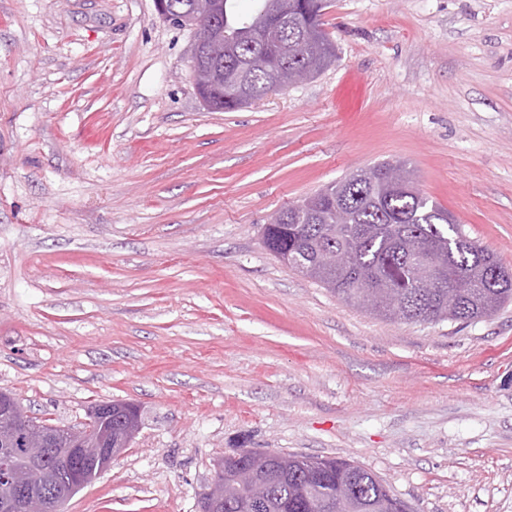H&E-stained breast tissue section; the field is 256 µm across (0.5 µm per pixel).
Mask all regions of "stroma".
<instances>
[{
    "mask_svg": "<svg viewBox=\"0 0 512 512\" xmlns=\"http://www.w3.org/2000/svg\"><path fill=\"white\" fill-rule=\"evenodd\" d=\"M336 62L208 109L154 0H0V390L138 406L64 512H199L243 449L338 457L412 512H512V302L390 321L268 251L382 161L512 269V0H332Z\"/></svg>",
    "mask_w": 512,
    "mask_h": 512,
    "instance_id": "35a3bbf8",
    "label": "stroma"
}]
</instances>
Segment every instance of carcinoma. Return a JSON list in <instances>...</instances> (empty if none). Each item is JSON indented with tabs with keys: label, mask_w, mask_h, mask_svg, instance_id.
Instances as JSON below:
<instances>
[{
	"label": "carcinoma",
	"mask_w": 512,
	"mask_h": 512,
	"mask_svg": "<svg viewBox=\"0 0 512 512\" xmlns=\"http://www.w3.org/2000/svg\"><path fill=\"white\" fill-rule=\"evenodd\" d=\"M248 14L237 9V0H224V68L246 66L244 80L255 100H261L275 82L314 58L300 45L306 29L323 26L328 0H252ZM217 110L232 111L240 100L225 86L208 91ZM309 210L296 205L280 211L287 218L267 224L263 242L272 252H299L313 256L323 247L348 250L351 266L336 274V283L312 272L318 281L348 303L362 292L363 278L375 274L389 284L395 296L411 306L424 321H445L444 299L454 282L471 288L456 294L452 320L466 323L489 316L512 301V273L497 255L470 238L454 217L419 191L392 190L380 183L358 181L350 175L331 192L319 191L307 198ZM420 240L442 250L444 278L430 285L418 283L407 260ZM353 488L362 512H376L383 499L381 480L345 459L325 458L323 466L305 469L294 462L278 466L272 476L266 512H316L305 491L311 489L333 501L334 512H347L338 498L340 486Z\"/></svg>",
	"instance_id": "carcinoma-1"
}]
</instances>
